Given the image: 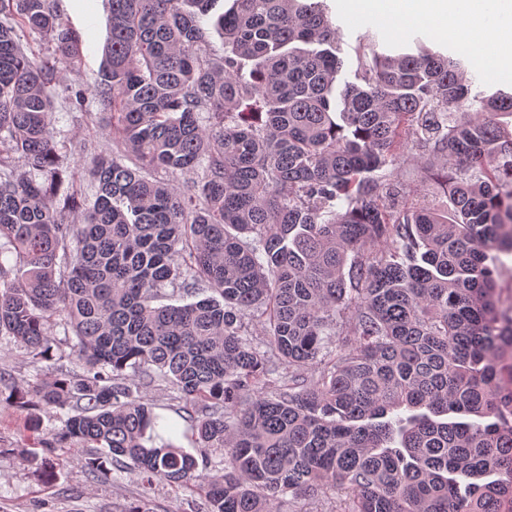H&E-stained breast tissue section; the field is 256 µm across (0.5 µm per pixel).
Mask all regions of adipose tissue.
I'll list each match as a JSON object with an SVG mask.
<instances>
[{"mask_svg":"<svg viewBox=\"0 0 512 512\" xmlns=\"http://www.w3.org/2000/svg\"><path fill=\"white\" fill-rule=\"evenodd\" d=\"M344 7L391 27L425 22L464 47L472 39L474 20L481 15L497 21L502 38L512 37V0H344Z\"/></svg>","mask_w":512,"mask_h":512,"instance_id":"ef3b65f1","label":"adipose tissue"}]
</instances>
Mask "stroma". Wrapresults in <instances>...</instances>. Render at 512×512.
Listing matches in <instances>:
<instances>
[{"mask_svg":"<svg viewBox=\"0 0 512 512\" xmlns=\"http://www.w3.org/2000/svg\"><path fill=\"white\" fill-rule=\"evenodd\" d=\"M336 26L343 48V67L339 82L355 79L360 41L372 36L378 50L416 51L425 45L444 53L473 58L475 53L492 48L496 33L487 27L469 49H461L450 37L437 36L429 25L409 26L401 37H393L379 21L346 13L343 0H323ZM54 7L72 26L86 37L80 72L59 74L52 91V127L59 148L67 151L71 161L86 166L89 144H98L101 151L111 152L108 136L109 115L100 113L94 122H86L76 112L68 97V87L78 77L96 76L103 58L107 37L108 0H54ZM394 170L408 181L412 190L405 197L408 206H424L444 214L451 203L443 179L427 171L426 162L416 149H408L398 158ZM0 367L11 375V387L0 390V512H124L138 504L144 512H207V503L196 490L175 488L165 483L145 486L129 467L113 470L105 478H94L78 463L72 462L71 448H57L52 453L60 463L52 475H43L29 462L30 455H45V448L27 437L26 412L10 402L13 389H27L39 381L40 371L34 369L24 347L12 337L0 335Z\"/></svg>","mask_w":512,"mask_h":512,"instance_id":"obj_1","label":"stroma"}]
</instances>
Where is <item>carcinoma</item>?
<instances>
[{"mask_svg": "<svg viewBox=\"0 0 512 512\" xmlns=\"http://www.w3.org/2000/svg\"><path fill=\"white\" fill-rule=\"evenodd\" d=\"M216 2L109 0L101 73L67 88L110 114L89 197L50 118L85 39L52 0H0V335L36 366L58 319L83 366L14 406H76L45 447L96 449L77 458L93 477L129 460L147 486L194 482L208 512L328 491L342 512H512V93L470 98L464 60L426 47L374 51L338 91L320 0H233L215 56ZM410 138L450 170L453 221L397 207ZM169 284L220 299L155 305ZM157 381L224 474L159 434Z\"/></svg>", "mask_w": 512, "mask_h": 512, "instance_id": "carcinoma-1", "label": "carcinoma"}]
</instances>
